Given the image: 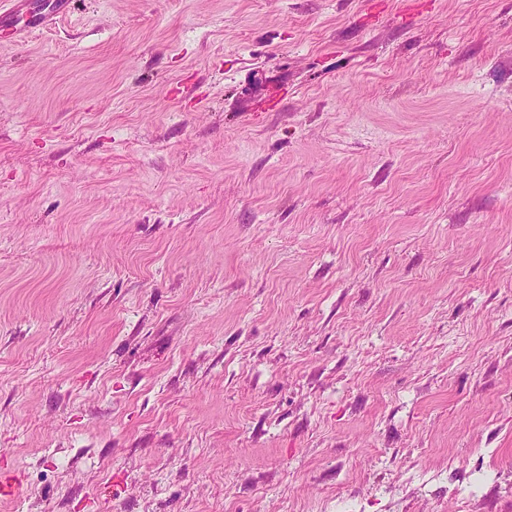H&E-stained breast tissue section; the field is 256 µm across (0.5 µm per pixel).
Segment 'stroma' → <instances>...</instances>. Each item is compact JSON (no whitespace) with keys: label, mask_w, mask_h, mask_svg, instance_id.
Listing matches in <instances>:
<instances>
[{"label":"stroma","mask_w":512,"mask_h":512,"mask_svg":"<svg viewBox=\"0 0 512 512\" xmlns=\"http://www.w3.org/2000/svg\"><path fill=\"white\" fill-rule=\"evenodd\" d=\"M3 470L0 512H512V0L0 36Z\"/></svg>","instance_id":"1"}]
</instances>
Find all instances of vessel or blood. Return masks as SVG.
I'll list each match as a JSON object with an SVG mask.
<instances>
[{"label": "vessel or blood", "instance_id": "1", "mask_svg": "<svg viewBox=\"0 0 512 512\" xmlns=\"http://www.w3.org/2000/svg\"><path fill=\"white\" fill-rule=\"evenodd\" d=\"M73 0H0V30L15 44L68 14Z\"/></svg>", "mask_w": 512, "mask_h": 512}]
</instances>
